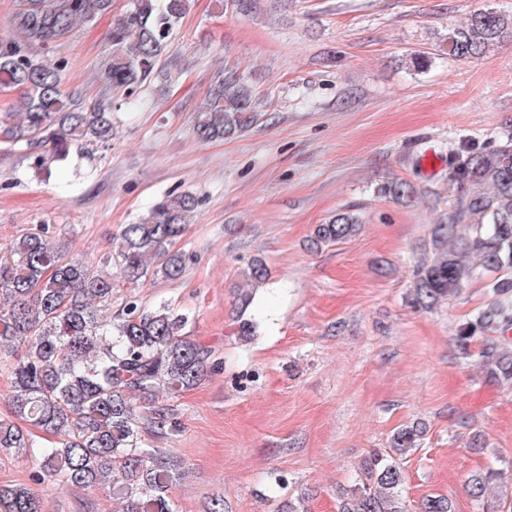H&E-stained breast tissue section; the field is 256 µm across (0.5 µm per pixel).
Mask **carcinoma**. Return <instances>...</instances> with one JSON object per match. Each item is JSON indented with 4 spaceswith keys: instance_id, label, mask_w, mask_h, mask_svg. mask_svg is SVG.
I'll list each match as a JSON object with an SVG mask.
<instances>
[{
    "instance_id": "obj_1",
    "label": "carcinoma",
    "mask_w": 512,
    "mask_h": 512,
    "mask_svg": "<svg viewBox=\"0 0 512 512\" xmlns=\"http://www.w3.org/2000/svg\"><path fill=\"white\" fill-rule=\"evenodd\" d=\"M113 0H16L15 38L0 43V92L20 91L0 113V145L32 151L35 168L49 175L74 154L93 162L112 141V98L136 102L151 82L168 85L182 68L169 50L191 0H128L112 19L105 59L95 71L101 95L87 101L64 89V63L34 52L74 28L112 12ZM506 37L512 18L492 9L471 13L450 30L448 56L478 58ZM257 119L255 90L236 67L218 71L195 116L202 141L241 134ZM457 196L448 220L435 225L430 256L415 272L414 303L431 307L457 297L483 279L497 299L458 329L461 354L488 334L512 329V146L467 151L450 163ZM384 195L405 199L413 187L391 182ZM199 199L190 192H168L133 224L122 228L119 245L90 264L70 258L39 226L0 250V357L16 359L14 413L58 437L40 450L43 476L67 486L107 485L125 502L124 512H173L168 484L175 461L150 459L140 448L141 424L166 433L172 409L156 405L162 392L174 396L208 372L212 351L186 336L188 316L168 304L152 309L129 299L118 323L103 316L112 308V272L135 284L152 273L179 279L184 259L176 242L193 223ZM358 226L350 214L317 225L312 243H340ZM479 366L486 376L512 386V347L483 344ZM416 426L395 432L391 454L363 461L364 479L351 486L340 512H410L402 496L397 458L416 447ZM36 444L19 426L0 421V450ZM507 476L495 469L467 478L481 512H512V493L490 489ZM0 512H41L32 490L0 485ZM421 512H454L452 501L428 496Z\"/></svg>"
}]
</instances>
